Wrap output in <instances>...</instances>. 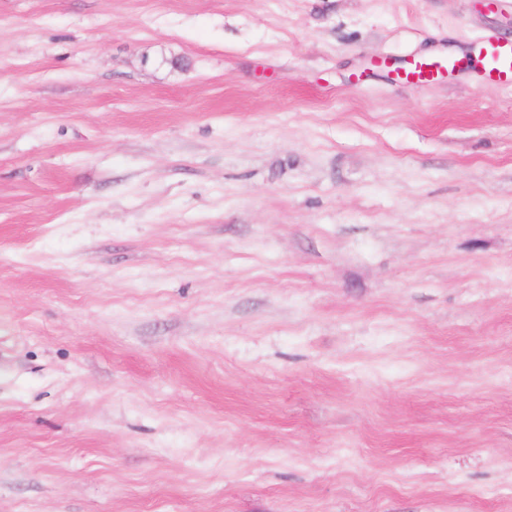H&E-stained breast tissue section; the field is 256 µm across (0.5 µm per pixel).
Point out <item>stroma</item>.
I'll use <instances>...</instances> for the list:
<instances>
[{
    "label": "stroma",
    "instance_id": "1",
    "mask_svg": "<svg viewBox=\"0 0 512 512\" xmlns=\"http://www.w3.org/2000/svg\"><path fill=\"white\" fill-rule=\"evenodd\" d=\"M483 0H0V512H512V87ZM483 63L484 82L512 86V42L504 41L495 34L481 36L470 48ZM456 60H414L407 69H404V78L415 77L417 80H432L440 74L452 73L456 68Z\"/></svg>",
    "mask_w": 512,
    "mask_h": 512
}]
</instances>
